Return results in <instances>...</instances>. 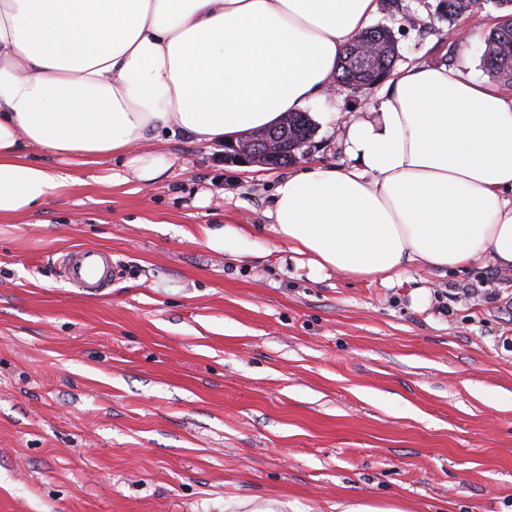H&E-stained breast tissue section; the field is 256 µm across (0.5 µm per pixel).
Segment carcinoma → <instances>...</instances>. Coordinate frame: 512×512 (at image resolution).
<instances>
[{
  "instance_id": "cac0c4a2",
  "label": "carcinoma",
  "mask_w": 512,
  "mask_h": 512,
  "mask_svg": "<svg viewBox=\"0 0 512 512\" xmlns=\"http://www.w3.org/2000/svg\"><path fill=\"white\" fill-rule=\"evenodd\" d=\"M484 4L478 0H438L434 8L437 17L452 25L464 16L479 12ZM376 46L377 53L373 68L365 72L356 65L357 53L362 44ZM398 49L392 32L385 27L363 30L345 49L336 68V79L341 82L374 83L388 77L394 70ZM485 70L493 76L512 83V25L499 23L488 35L482 55ZM314 127L305 112H290L288 119L276 130L288 149L296 152L311 140Z\"/></svg>"
}]
</instances>
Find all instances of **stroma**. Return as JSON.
Wrapping results in <instances>:
<instances>
[{"mask_svg": "<svg viewBox=\"0 0 512 512\" xmlns=\"http://www.w3.org/2000/svg\"><path fill=\"white\" fill-rule=\"evenodd\" d=\"M499 9L449 37L433 0H377L400 63L479 80ZM374 88L314 100L308 159L347 165L342 122ZM168 170L87 182L0 223V512H224L228 500L326 512H512V269L406 268L390 284L296 263L288 244L211 250L207 224L266 223L287 167L224 163L179 133L143 142ZM80 247L109 288L61 275ZM111 268L109 253L96 248H80L64 261L62 273L72 286L93 293L108 285ZM328 507L330 512H405L396 502L380 504L348 498H336V502L329 504Z\"/></svg>", "mask_w": 512, "mask_h": 512, "instance_id": "stroma-1", "label": "stroma"}]
</instances>
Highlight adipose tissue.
Returning a JSON list of instances; mask_svg holds the SVG:
<instances>
[{
	"mask_svg": "<svg viewBox=\"0 0 512 512\" xmlns=\"http://www.w3.org/2000/svg\"><path fill=\"white\" fill-rule=\"evenodd\" d=\"M376 0H0V223L77 181L30 151L167 169L137 151L165 133L223 143L275 125L334 84ZM351 163L282 177L266 229L204 228L216 252L265 232L317 269L399 278L412 264L512 267V93L444 64L400 66L343 123Z\"/></svg>",
	"mask_w": 512,
	"mask_h": 512,
	"instance_id": "adipose-tissue-1",
	"label": "adipose tissue"
}]
</instances>
